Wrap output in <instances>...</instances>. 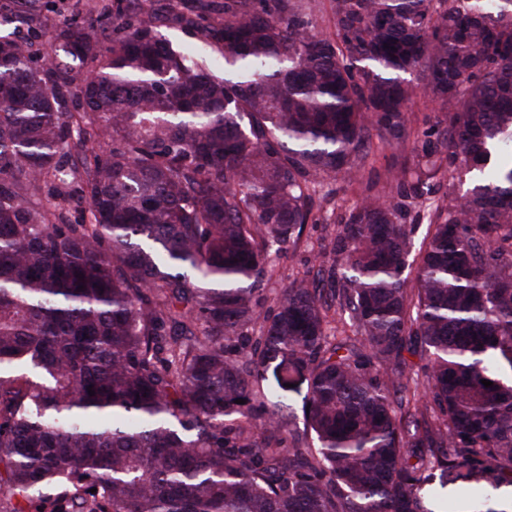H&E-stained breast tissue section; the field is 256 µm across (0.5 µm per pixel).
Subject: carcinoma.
<instances>
[{
  "mask_svg": "<svg viewBox=\"0 0 512 512\" xmlns=\"http://www.w3.org/2000/svg\"><path fill=\"white\" fill-rule=\"evenodd\" d=\"M17 2L0 27L46 40L0 34V512H435L437 482L508 512L512 0H328L322 35L320 0H112L48 31ZM418 93L442 117L414 129ZM373 132L412 164L270 298ZM441 180L466 190L417 248ZM276 360L301 428L257 386Z\"/></svg>",
  "mask_w": 512,
  "mask_h": 512,
  "instance_id": "cac0c4a2",
  "label": "carcinoma"
}]
</instances>
